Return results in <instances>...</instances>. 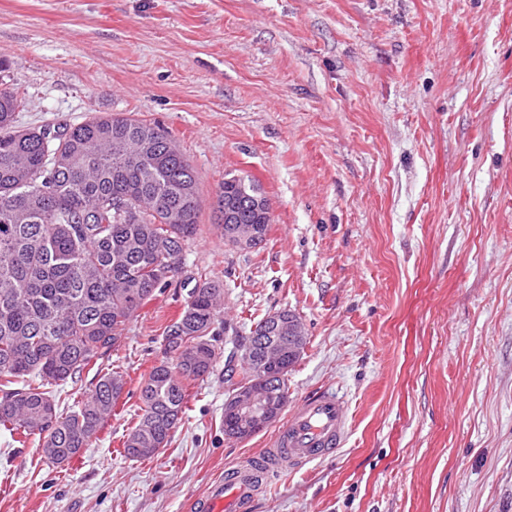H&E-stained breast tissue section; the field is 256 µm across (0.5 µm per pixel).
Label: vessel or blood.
I'll return each instance as SVG.
<instances>
[{"instance_id":"1","label":"vessel or blood","mask_w":512,"mask_h":512,"mask_svg":"<svg viewBox=\"0 0 512 512\" xmlns=\"http://www.w3.org/2000/svg\"><path fill=\"white\" fill-rule=\"evenodd\" d=\"M348 409L335 391L324 389L294 405L270 447L228 468L223 479L188 504L189 512H251L273 478L336 452L346 442Z\"/></svg>"}]
</instances>
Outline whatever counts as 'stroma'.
Returning a JSON list of instances; mask_svg holds the SVG:
<instances>
[{
	"label": "stroma",
	"instance_id": "obj_1",
	"mask_svg": "<svg viewBox=\"0 0 512 512\" xmlns=\"http://www.w3.org/2000/svg\"><path fill=\"white\" fill-rule=\"evenodd\" d=\"M0 58L30 97L18 126L169 131L203 226L117 350L59 386L67 414L98 369L124 375L85 450L57 465L0 429V512H186L279 429L225 436V358L284 309L306 336L289 403L334 388L349 433L254 512H512V0H0ZM232 175L270 204L255 250L217 229ZM199 271L224 285L213 371L168 445L126 458Z\"/></svg>",
	"mask_w": 512,
	"mask_h": 512
}]
</instances>
